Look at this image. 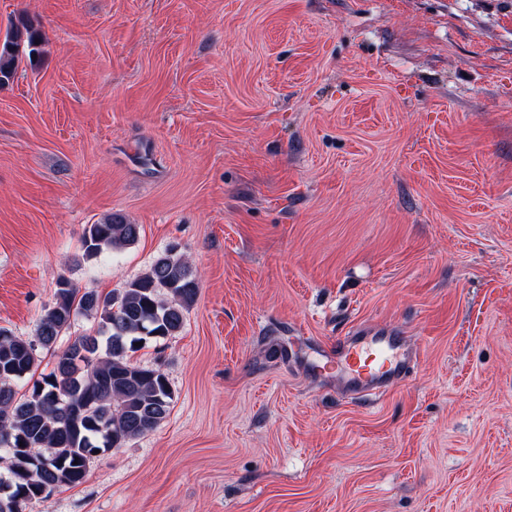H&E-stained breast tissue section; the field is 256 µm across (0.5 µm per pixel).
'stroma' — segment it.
Listing matches in <instances>:
<instances>
[{
	"label": "stroma",
	"instance_id": "obj_1",
	"mask_svg": "<svg viewBox=\"0 0 512 512\" xmlns=\"http://www.w3.org/2000/svg\"><path fill=\"white\" fill-rule=\"evenodd\" d=\"M0 328L58 274L199 291L131 354L167 418L24 512H512V0H0ZM140 225L84 260L86 225ZM405 336L364 401L319 372ZM38 40V43H35ZM42 36L32 27L17 29L0 48V85L9 81L16 70V62L19 56V48L23 45L29 58L39 54V45ZM326 359L341 391L380 396L409 377L416 356L406 348L404 336L356 331L338 337L335 351Z\"/></svg>",
	"mask_w": 512,
	"mask_h": 512
}]
</instances>
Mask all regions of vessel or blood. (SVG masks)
Returning a JSON list of instances; mask_svg holds the SVG:
<instances>
[{
  "mask_svg": "<svg viewBox=\"0 0 512 512\" xmlns=\"http://www.w3.org/2000/svg\"><path fill=\"white\" fill-rule=\"evenodd\" d=\"M416 356L405 339L387 333L356 331L336 340L327 363L336 373L338 388L349 395L378 396L405 381Z\"/></svg>",
  "mask_w": 512,
  "mask_h": 512,
  "instance_id": "1",
  "label": "vessel or blood"
}]
</instances>
